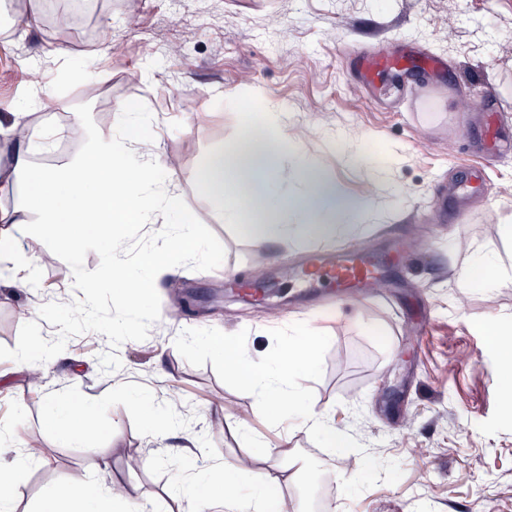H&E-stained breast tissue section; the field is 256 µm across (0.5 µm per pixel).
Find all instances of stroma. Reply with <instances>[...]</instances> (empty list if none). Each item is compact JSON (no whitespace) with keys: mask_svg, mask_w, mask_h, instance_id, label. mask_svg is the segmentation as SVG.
Segmentation results:
<instances>
[{"mask_svg":"<svg viewBox=\"0 0 512 512\" xmlns=\"http://www.w3.org/2000/svg\"><path fill=\"white\" fill-rule=\"evenodd\" d=\"M97 22L116 52L42 24L0 39V101L34 95L23 64L39 56L56 102L29 117L49 134L31 160L48 168L82 151L77 116L106 130L118 104L153 113L143 139L210 247L170 257L148 319L120 348L101 320L119 319L122 299L102 282L97 313L66 338L67 359L33 363L0 390V421L20 416L23 444L44 458L23 476L17 512H34L59 478L104 485L112 472L153 512H170V471L151 456L181 458L197 438L212 458L257 469L298 458L280 492L305 512H512V366L487 331L512 320V112L492 109L512 103V0H112ZM60 46L65 56L54 55ZM358 50L424 53L444 67L419 79L386 71L368 85L350 60ZM268 102L287 117L285 154L310 157L361 202L351 232L270 241L247 230L263 216L228 224L212 207L199 174L211 155L235 149ZM467 166L484 181L457 207L440 190ZM351 247L403 262L346 292L288 276L314 251ZM482 253L500 277L467 286L464 272ZM230 276L264 281V299L231 295ZM41 279L42 298L0 290V357L54 339L87 292L63 259L42 265ZM297 321L330 337L323 375L310 384L314 411H330L368 453L397 462V483L345 496L341 477L356 475L360 458L330 455L295 422L267 424L252 395L212 365H191L174 344L190 328L243 330L257 359L272 346L270 329ZM141 392L182 410L186 431L150 440ZM66 398L101 411L103 432L88 446L62 441L49 424L52 402ZM262 445L292 455L268 458Z\"/></svg>","mask_w":512,"mask_h":512,"instance_id":"obj_1","label":"stroma"}]
</instances>
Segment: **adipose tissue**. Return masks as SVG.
<instances>
[{
    "mask_svg": "<svg viewBox=\"0 0 512 512\" xmlns=\"http://www.w3.org/2000/svg\"><path fill=\"white\" fill-rule=\"evenodd\" d=\"M24 69L29 82L38 87V95L21 105L0 103V110L13 117L8 127L0 129V140L12 148L9 169H0V198L21 197L13 208H0V256L10 262L0 271V286L23 291L37 287L40 264L63 258L88 286L101 279L121 281L125 322L138 323L145 316L150 281L112 260L99 272L87 273L80 244L105 237L118 251L127 224L154 225L153 247L144 263L157 270L166 269L171 254L196 257L205 253L206 244L181 214L173 175L164 173L139 139L89 129L85 148L73 161L61 168L35 167L31 155L39 147V136L24 119L27 113L44 109L55 92L53 84L42 82L37 59L28 60ZM283 122V113H264L242 134L231 156L219 153L210 159L201 175L202 190L225 221L239 223L250 206L275 215L276 223L262 230L266 238L348 233L357 206L342 201L335 186L313 171L309 158L297 159L299 166L309 170L299 193L280 189L275 174L284 154L275 132ZM75 219L82 223L80 238L61 234L60 226ZM61 412L54 426L65 440L101 434L98 409L69 400ZM41 460L40 451L22 446L16 432L0 430V512H15L21 477ZM172 473L170 491L177 512H288L287 502L276 493L289 479L287 469L274 473L218 463L198 444L186 462L173 466ZM37 512H147V505L121 481L102 487L66 478L44 490Z\"/></svg>",
    "mask_w": 512,
    "mask_h": 512,
    "instance_id": "ef3b65f1",
    "label": "adipose tissue"
}]
</instances>
